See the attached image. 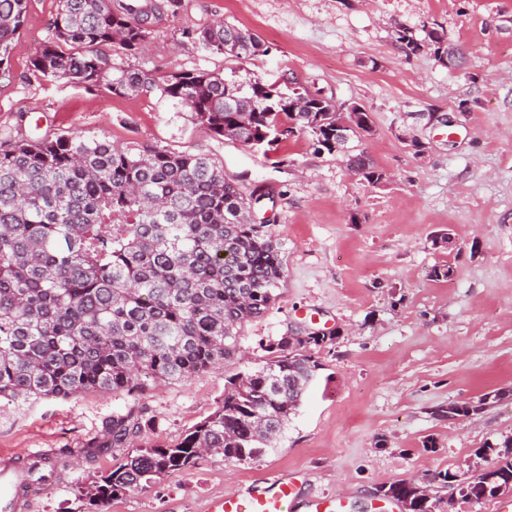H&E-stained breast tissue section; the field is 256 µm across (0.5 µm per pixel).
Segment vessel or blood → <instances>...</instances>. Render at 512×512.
<instances>
[{"label": "vessel or blood", "mask_w": 512, "mask_h": 512, "mask_svg": "<svg viewBox=\"0 0 512 512\" xmlns=\"http://www.w3.org/2000/svg\"><path fill=\"white\" fill-rule=\"evenodd\" d=\"M298 483L297 475L275 474L266 479L264 486H242L212 499L209 512H289L299 501L306 512H344V496L319 494L303 500Z\"/></svg>", "instance_id": "vessel-or-blood-1"}]
</instances>
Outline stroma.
Returning a JSON list of instances; mask_svg holds the SVG:
<instances>
[{
  "instance_id": "stroma-1",
  "label": "stroma",
  "mask_w": 512,
  "mask_h": 512,
  "mask_svg": "<svg viewBox=\"0 0 512 512\" xmlns=\"http://www.w3.org/2000/svg\"><path fill=\"white\" fill-rule=\"evenodd\" d=\"M57 10L58 0H26L0 74V145L67 135L205 155L251 200L285 279L269 310L240 328L239 354L200 377L131 395L1 401L0 462L20 467L39 450L54 462L34 500L16 495V512H207L213 498L275 471L305 473L303 495L343 494L348 512H373L383 485L493 462L512 437V397L457 421L438 409L512 390V0H176L130 58L149 74L290 75L337 103L363 104L376 132L353 146L388 173L378 187L306 135L266 153L213 135L154 95L39 78L32 60ZM217 19L257 34L268 55L205 53L194 33ZM401 26L443 29L466 69L427 49L405 55ZM444 232L454 248L434 246ZM441 265L451 277H432ZM299 325L332 339L312 347L322 368L260 460L205 455L105 507L78 499L122 457L181 440L221 404L230 377ZM130 411L142 431L115 447L112 417Z\"/></svg>"
}]
</instances>
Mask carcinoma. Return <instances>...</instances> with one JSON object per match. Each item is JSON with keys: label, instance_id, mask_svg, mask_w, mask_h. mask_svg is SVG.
I'll list each match as a JSON object with an SVG mask.
<instances>
[{"label": "carcinoma", "instance_id": "obj_1", "mask_svg": "<svg viewBox=\"0 0 512 512\" xmlns=\"http://www.w3.org/2000/svg\"><path fill=\"white\" fill-rule=\"evenodd\" d=\"M26 0H0V67L25 19ZM160 8L150 0H59L52 35L32 60L46 81L66 80L88 92L155 94L185 108L214 135L268 146L309 135L335 151L336 122L348 110L314 98L290 77L288 93L270 94L260 77L243 84L198 69L149 75L113 62L110 45L137 55ZM237 42L224 47L227 38ZM406 55L427 47L448 53L444 31L417 39L400 27ZM212 55L233 60L267 52L247 29L219 20L197 32ZM307 112H294L289 98ZM369 183L383 170L366 152L344 155ZM284 263L272 237L252 224L224 168L189 152L121 148L107 140L59 136L0 146V400L133 393L157 380H188L237 353L238 330L278 298ZM322 335L283 336L254 370L229 378L224 401L173 445L124 458L87 495L105 504L126 491L187 471L205 453L250 463L272 447L302 404L321 364L311 346ZM506 395L452 402L450 420L483 412ZM141 429L133 412L112 416V446ZM497 458L432 480L457 485L480 502L512 493V437ZM417 479L380 488L409 512H436Z\"/></svg>", "mask_w": 512, "mask_h": 512}]
</instances>
